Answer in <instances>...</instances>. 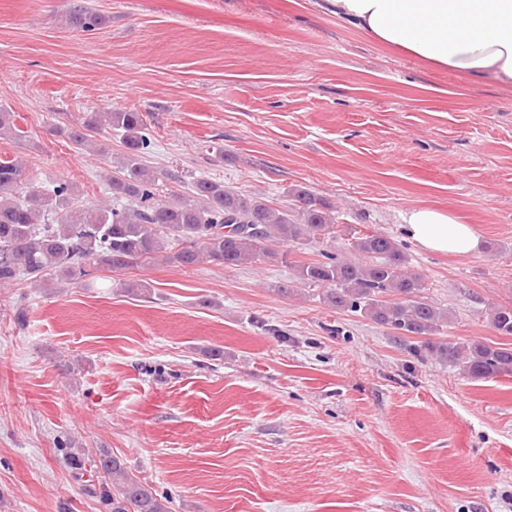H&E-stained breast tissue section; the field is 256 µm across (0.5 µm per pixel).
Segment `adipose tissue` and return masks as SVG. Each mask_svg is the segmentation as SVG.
Segmentation results:
<instances>
[{"label":"adipose tissue","mask_w":512,"mask_h":512,"mask_svg":"<svg viewBox=\"0 0 512 512\" xmlns=\"http://www.w3.org/2000/svg\"><path fill=\"white\" fill-rule=\"evenodd\" d=\"M315 10L368 39L436 68L512 84V0H311ZM421 249L478 253L481 238L455 214L430 206L400 213Z\"/></svg>","instance_id":"obj_1"}]
</instances>
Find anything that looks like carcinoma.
Wrapping results in <instances>:
<instances>
[{
	"label": "carcinoma",
	"mask_w": 512,
	"mask_h": 512,
	"mask_svg": "<svg viewBox=\"0 0 512 512\" xmlns=\"http://www.w3.org/2000/svg\"><path fill=\"white\" fill-rule=\"evenodd\" d=\"M105 22L90 0H69L71 29L90 32ZM99 124L121 133L127 148L122 170L110 179L112 197L127 206L84 207L69 184L43 190L27 183L18 161L0 159V285L22 275L78 280L92 261L123 270L163 252L184 267L241 266L259 260L272 244H313L320 258L296 265L293 283L280 293L296 285L319 288L328 306L358 312L395 336L414 339V355H429L473 381L512 374L509 344L432 340L449 326L448 312L428 300L423 278L408 270L407 257L390 236L376 231L349 238L352 259L330 252L341 238L336 207L304 187L288 191L291 203L279 207L199 177L189 197L162 200L158 176L143 163L152 141L142 113L98 112L85 129L58 127L56 133L82 148L87 131ZM490 323L499 335L512 336V306L493 309ZM91 462L98 480L94 494L106 512H170L169 498L129 473L108 449H96Z\"/></svg>",
	"instance_id": "carcinoma-1"
}]
</instances>
